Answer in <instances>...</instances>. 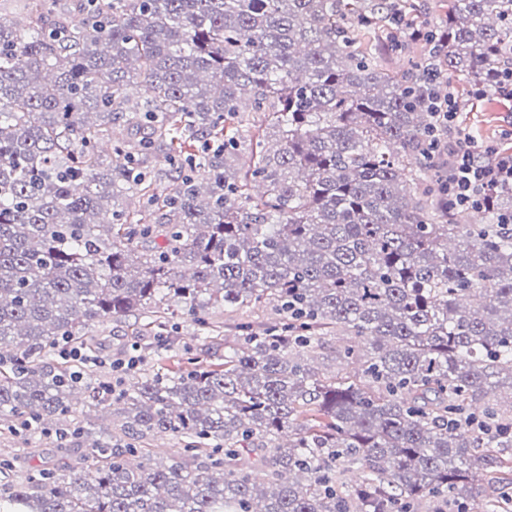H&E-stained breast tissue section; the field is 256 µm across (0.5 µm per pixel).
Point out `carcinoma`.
Returning a JSON list of instances; mask_svg holds the SVG:
<instances>
[{
    "label": "carcinoma",
    "mask_w": 512,
    "mask_h": 512,
    "mask_svg": "<svg viewBox=\"0 0 512 512\" xmlns=\"http://www.w3.org/2000/svg\"><path fill=\"white\" fill-rule=\"evenodd\" d=\"M23 2L0 20V411L91 452L0 485V512L475 508L472 470L512 465V186L456 223L432 103L460 77L499 93L512 0L435 22L415 0ZM383 39L403 71L366 48ZM260 304L278 321L224 362L102 389L132 441L70 418L89 370L52 351H95L90 323L180 307L204 329ZM167 434L185 445L166 461L133 443Z\"/></svg>",
    "instance_id": "1"
}]
</instances>
